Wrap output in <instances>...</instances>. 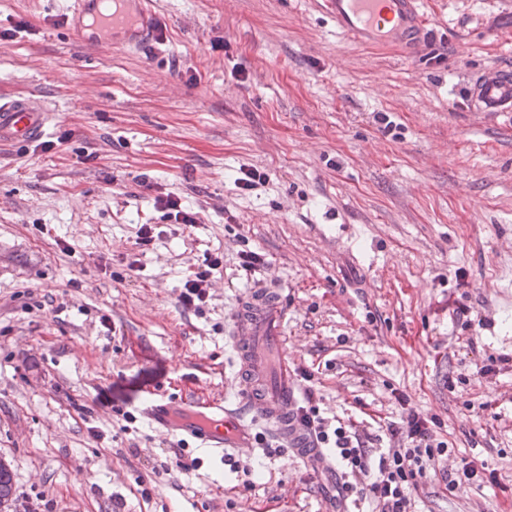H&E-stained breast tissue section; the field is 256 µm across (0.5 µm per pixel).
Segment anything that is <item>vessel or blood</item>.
I'll return each mask as SVG.
<instances>
[{
	"mask_svg": "<svg viewBox=\"0 0 512 512\" xmlns=\"http://www.w3.org/2000/svg\"><path fill=\"white\" fill-rule=\"evenodd\" d=\"M151 4L152 0H72L71 31L90 45L103 32L111 34L114 45L137 44L157 31L159 19ZM320 5L350 40L391 44L410 54L419 50L430 25L424 0H320ZM464 99L469 111L512 118V68L473 72ZM47 123L46 107L32 99L0 100V145L40 138ZM287 312L278 293L260 288L239 300L231 338L236 357L234 406L201 404L186 396H151L142 401L141 416L180 441L217 455L242 448L243 431L262 421L303 465L321 480L331 479V465L300 421L301 389L290 379L283 350Z\"/></svg>",
	"mask_w": 512,
	"mask_h": 512,
	"instance_id": "obj_1",
	"label": "vessel or blood"
}]
</instances>
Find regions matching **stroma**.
Listing matches in <instances>:
<instances>
[{
  "mask_svg": "<svg viewBox=\"0 0 512 512\" xmlns=\"http://www.w3.org/2000/svg\"><path fill=\"white\" fill-rule=\"evenodd\" d=\"M68 6L0 0V95L54 114L0 147L7 512H372L366 478L341 500L344 473L326 489L263 425L177 470L136 414L232 396L227 330L259 286L283 291L323 417L381 449L417 411L447 442L415 512H512V123L462 92L512 65V0H425L437 37L413 56L344 38L316 0H153L162 28L135 48L78 42ZM244 166L264 182L237 188ZM167 195L196 224L162 222ZM208 251L223 266L194 313L181 287ZM465 458L483 481L449 491Z\"/></svg>",
  "mask_w": 512,
  "mask_h": 512,
  "instance_id": "obj_1",
  "label": "stroma"
}]
</instances>
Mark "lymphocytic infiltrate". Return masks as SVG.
<instances>
[{
    "label": "lymphocytic infiltrate",
    "mask_w": 512,
    "mask_h": 512,
    "mask_svg": "<svg viewBox=\"0 0 512 512\" xmlns=\"http://www.w3.org/2000/svg\"><path fill=\"white\" fill-rule=\"evenodd\" d=\"M300 420L318 447L335 450L346 473L370 481L369 492L380 507L379 512H412V492L418 477L434 466L447 450L444 442L435 441L425 418L410 412L389 427L398 438L395 448L373 450L348 426L332 425L321 417L316 406L299 409Z\"/></svg>",
    "instance_id": "lymphocytic-infiltrate-1"
}]
</instances>
